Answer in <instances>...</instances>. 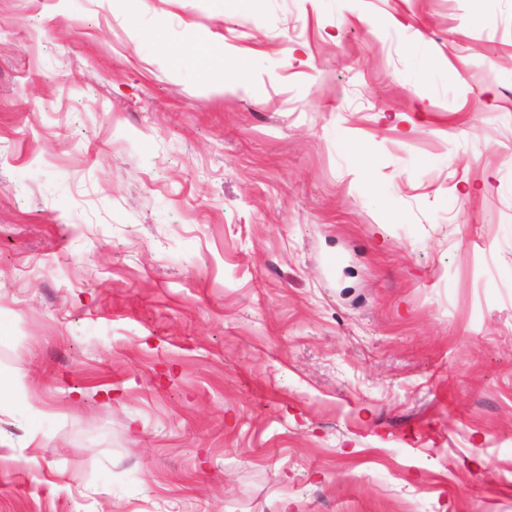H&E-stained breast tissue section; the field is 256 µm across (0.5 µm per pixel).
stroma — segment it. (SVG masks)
Here are the masks:
<instances>
[{
	"mask_svg": "<svg viewBox=\"0 0 512 512\" xmlns=\"http://www.w3.org/2000/svg\"><path fill=\"white\" fill-rule=\"evenodd\" d=\"M0 512H512V0H0Z\"/></svg>",
	"mask_w": 512,
	"mask_h": 512,
	"instance_id": "obj_1",
	"label": "stroma"
}]
</instances>
